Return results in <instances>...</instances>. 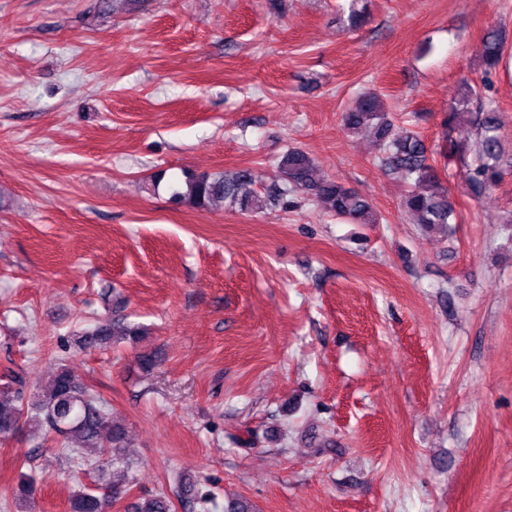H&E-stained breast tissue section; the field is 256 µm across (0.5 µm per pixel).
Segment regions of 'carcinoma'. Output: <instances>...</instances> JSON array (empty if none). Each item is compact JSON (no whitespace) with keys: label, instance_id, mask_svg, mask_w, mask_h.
<instances>
[{"label":"carcinoma","instance_id":"carcinoma-1","mask_svg":"<svg viewBox=\"0 0 512 512\" xmlns=\"http://www.w3.org/2000/svg\"><path fill=\"white\" fill-rule=\"evenodd\" d=\"M504 53V44L495 30L484 36L479 58L485 70L496 69ZM470 117L475 140L468 144L453 137L459 118ZM343 127L358 134L365 128L373 130L381 150V165L385 173L409 185L402 206L422 228L439 230L447 235L456 223L457 215L448 197V186L439 177L422 136L411 129L398 131L380 97L373 91L361 94L352 107L343 113ZM445 143L439 155L447 164L460 169L467 194L475 201L484 199L503 179L505 151L500 133L497 109L490 105L475 86L464 83L453 105L445 113ZM277 169L282 184L259 189L253 173L242 169L230 173H200L185 177V188H176L172 198L199 210L228 204L242 212L259 213L286 200L285 185L302 184L310 195L337 218L355 224H375L377 217L370 203L359 193L321 173L304 151L290 147L281 156ZM144 329L134 323L111 320L97 324L84 333L80 343L85 346L107 347L116 342H136ZM36 431L46 430L63 439L76 442L68 449L80 458L94 462L95 469L108 475L104 484L81 487L70 500L69 512H105L111 504L123 499L133 483L132 465L112 454L122 446L126 431L122 424L109 417L98 399L81 387L71 372L61 366L47 387L30 395L7 382L0 387V437L8 438L24 426ZM34 480L20 475L14 490L16 499L29 507L36 496ZM125 512H173V504L164 492L147 499L131 502Z\"/></svg>","mask_w":512,"mask_h":512}]
</instances>
